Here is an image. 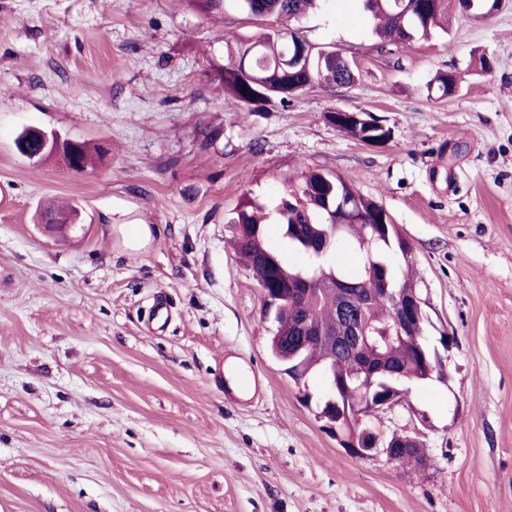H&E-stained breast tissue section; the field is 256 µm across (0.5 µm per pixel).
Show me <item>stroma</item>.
<instances>
[{
    "label": "stroma",
    "instance_id": "35a3bbf8",
    "mask_svg": "<svg viewBox=\"0 0 512 512\" xmlns=\"http://www.w3.org/2000/svg\"><path fill=\"white\" fill-rule=\"evenodd\" d=\"M280 26L339 49L355 84L266 112L225 97L228 47L259 29L237 0H0V512H512V0L410 45L356 0ZM440 72L457 83L436 99ZM356 108L385 144L328 119ZM28 127L85 142L92 167L21 156ZM312 170L391 215L424 334L450 339L447 382L374 420L417 431L425 465L347 454L317 416L322 375L295 383L267 350L230 220ZM53 201L81 229L45 235ZM229 351L260 397L225 400Z\"/></svg>",
    "mask_w": 512,
    "mask_h": 512
}]
</instances>
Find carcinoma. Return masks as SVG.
I'll list each match as a JSON object with an SVG mask.
<instances>
[{
  "label": "carcinoma",
  "instance_id": "1",
  "mask_svg": "<svg viewBox=\"0 0 512 512\" xmlns=\"http://www.w3.org/2000/svg\"><path fill=\"white\" fill-rule=\"evenodd\" d=\"M242 8L259 21L271 18L299 19L315 7L317 0H239ZM362 11L377 20L373 34L383 43H410L430 40L437 29L444 28L448 14V0H358ZM304 35L294 31L291 39L283 37L280 29L269 27L258 36L241 41L236 52L224 66V92L250 112L283 105L292 97L315 84L352 86L356 81L354 70L344 66L346 59L333 53L338 64L328 60L308 66L294 65L298 42ZM328 119L343 133L362 142L372 140L380 145L390 138V130L366 128L373 116L363 109L333 111ZM282 225L283 236L308 257L303 266H291L268 243L265 225L270 221ZM234 224V246L247 267L258 272L256 281L263 288H286L288 299L272 310L270 320L274 330L269 337L271 356L299 375L314 372L327 382H336V399L341 408L336 413L325 411L323 418L336 432V437L351 438L358 431V408L363 401L357 392L359 383L350 374L356 366L383 367L397 375L391 382L398 390L409 384L439 379L444 375L442 361L425 359L413 338L394 334V308L391 300L379 289H408L416 286L410 269H394L386 263L387 250L401 254L409 252V243L402 237L385 208L354 190L340 178L319 171H310L302 181L291 187L280 203L270 211L250 199L240 205ZM348 242L360 252L362 262L354 270H347L335 259L325 261L315 256L320 241ZM268 261L265 269L258 268L259 258ZM316 283L306 297L292 301L300 288V276ZM338 277L355 290V299L361 303L373 295L365 311L351 308L343 313L338 308L337 295L328 283ZM307 310L312 315V331L304 336H293L291 330L298 312ZM361 323L368 338L358 348L346 342L334 346L322 334L334 330L345 320Z\"/></svg>",
  "mask_w": 512,
  "mask_h": 512
}]
</instances>
